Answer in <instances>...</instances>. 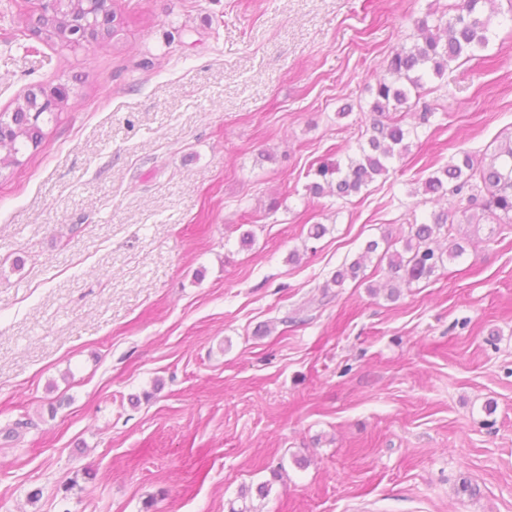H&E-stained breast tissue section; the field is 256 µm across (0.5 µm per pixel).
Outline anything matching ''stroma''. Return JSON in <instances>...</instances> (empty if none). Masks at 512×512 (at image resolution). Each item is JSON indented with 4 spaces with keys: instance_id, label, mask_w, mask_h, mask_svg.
Returning <instances> with one entry per match:
<instances>
[{
    "instance_id": "stroma-1",
    "label": "stroma",
    "mask_w": 512,
    "mask_h": 512,
    "mask_svg": "<svg viewBox=\"0 0 512 512\" xmlns=\"http://www.w3.org/2000/svg\"><path fill=\"white\" fill-rule=\"evenodd\" d=\"M14 2L0 112L73 91L0 179V512H229L262 483L260 512H512V224L455 225L464 254L395 297L375 255L321 295L439 210L422 184L459 149L512 134V0L344 200L314 169L453 0H119L88 51L13 39ZM377 241H369L364 249V251L358 256L357 259L349 263L348 265L344 264L341 268L336 270V273L332 276L330 281H327L323 286L324 293L328 294V288H342L344 282L348 278L355 279L359 276V272L364 268L365 261L370 257L371 254L375 253L378 249Z\"/></svg>"
}]
</instances>
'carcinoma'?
<instances>
[{
    "instance_id": "cac0c4a2",
    "label": "carcinoma",
    "mask_w": 512,
    "mask_h": 512,
    "mask_svg": "<svg viewBox=\"0 0 512 512\" xmlns=\"http://www.w3.org/2000/svg\"><path fill=\"white\" fill-rule=\"evenodd\" d=\"M490 2L457 0L452 5L456 14L447 21L439 18L432 26L426 19L418 21L420 40L388 56L387 76L377 80L367 144L359 145L356 154L343 160L321 163L307 186L310 194L320 197L328 192L342 200L356 195L387 175L392 160L409 152L417 130L403 125L401 112L409 108L411 91L424 88L428 74L440 76L450 63L464 56L470 59L475 52L487 48L491 40L490 18L483 17V7ZM35 21L47 39L62 46L69 45L70 35L79 30L97 41L103 32L115 33L120 26L118 4L110 0H39ZM55 91L57 105L51 110L42 106L37 93L29 91L17 99L13 111L0 113V170L22 169L27 164L26 153L43 143L44 126L64 111L71 87L60 83ZM422 189L433 196H459L466 204H450L433 213L428 221L411 225L408 235L401 239V248L384 251L390 297L397 293V284L428 279L444 264L443 257L452 260L464 253L463 246L454 241L445 254L433 248L434 238L441 230L451 232L454 225L462 222L512 223V139L480 160L467 150H458L448 164L422 183ZM377 249L378 242H368L358 258L336 270L324 288H340L347 279L357 278Z\"/></svg>"
}]
</instances>
